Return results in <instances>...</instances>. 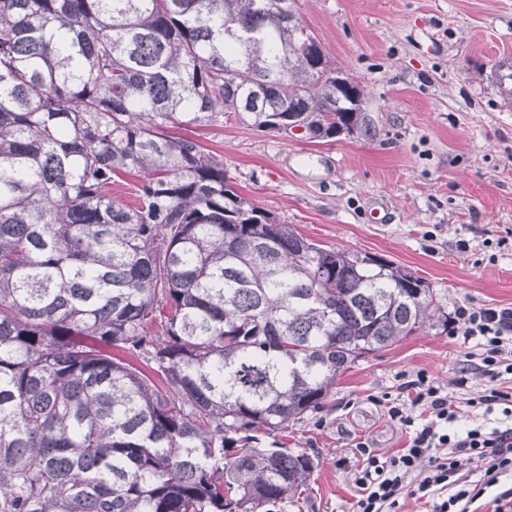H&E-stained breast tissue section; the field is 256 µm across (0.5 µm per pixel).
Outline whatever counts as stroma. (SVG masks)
Returning <instances> with one entry per match:
<instances>
[{
    "label": "stroma",
    "mask_w": 512,
    "mask_h": 512,
    "mask_svg": "<svg viewBox=\"0 0 512 512\" xmlns=\"http://www.w3.org/2000/svg\"><path fill=\"white\" fill-rule=\"evenodd\" d=\"M327 58L365 89L372 138L315 144L235 121L181 134L224 156L240 192L327 248L385 258L429 281L448 315L512 309V103L496 75L512 63V0H296ZM466 249H459V242ZM440 328L358 362L319 412L288 427L313 459L301 512H352L351 470L366 440L391 453L407 438L380 400L424 371L454 397L486 383Z\"/></svg>",
    "instance_id": "stroma-1"
}]
</instances>
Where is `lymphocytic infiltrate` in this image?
<instances>
[{"label": "lymphocytic infiltrate", "mask_w": 512, "mask_h": 512, "mask_svg": "<svg viewBox=\"0 0 512 512\" xmlns=\"http://www.w3.org/2000/svg\"><path fill=\"white\" fill-rule=\"evenodd\" d=\"M453 324L463 341L477 346L465 352V362H478L490 379L467 398V405L486 413L501 406L507 423L491 428L479 423L465 433L452 432L454 400L426 372H417L401 385V397L386 403L389 418L408 436L406 446L388 454L364 442L358 445L362 462L352 472L359 490L355 512H394L404 495L425 501L431 512H471L487 489L512 472V391L497 385L503 375L512 374V309L463 306ZM474 463L483 477L464 483L462 473Z\"/></svg>", "instance_id": "lymphocytic-infiltrate-1"}]
</instances>
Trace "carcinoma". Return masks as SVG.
Listing matches in <instances>:
<instances>
[{
  "instance_id": "1",
  "label": "carcinoma",
  "mask_w": 512,
  "mask_h": 512,
  "mask_svg": "<svg viewBox=\"0 0 512 512\" xmlns=\"http://www.w3.org/2000/svg\"><path fill=\"white\" fill-rule=\"evenodd\" d=\"M292 10L0 0V512L292 506L313 460L260 437L448 326L424 278L311 242L224 156L168 135L220 118L375 134L363 88L303 57ZM132 172V199L113 196Z\"/></svg>"
}]
</instances>
